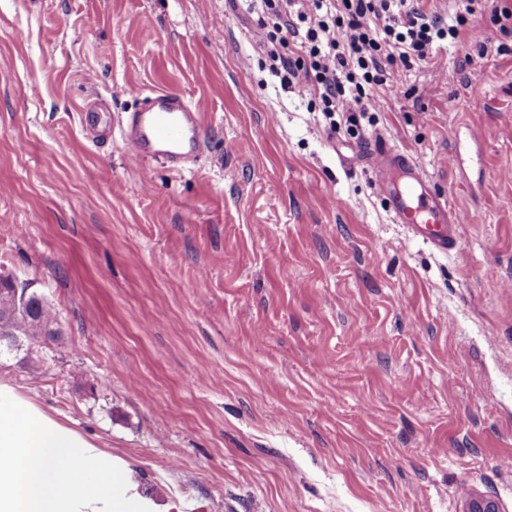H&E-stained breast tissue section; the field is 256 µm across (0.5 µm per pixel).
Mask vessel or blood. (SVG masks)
I'll return each instance as SVG.
<instances>
[{
    "instance_id": "obj_1",
    "label": "vessel or blood",
    "mask_w": 512,
    "mask_h": 512,
    "mask_svg": "<svg viewBox=\"0 0 512 512\" xmlns=\"http://www.w3.org/2000/svg\"><path fill=\"white\" fill-rule=\"evenodd\" d=\"M100 101L95 78H88L80 123L93 139L113 132L112 115L101 110ZM202 110V103H190L164 91L142 96L140 108L128 116L120 129L128 159L140 163L155 158L172 169L182 170L201 150ZM369 160L381 179L394 222L406 225L413 237L437 250L453 249L464 219L446 197L430 190L423 171L412 158L381 145L371 151Z\"/></svg>"
}]
</instances>
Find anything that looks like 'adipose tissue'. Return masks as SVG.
Here are the masks:
<instances>
[{
    "mask_svg": "<svg viewBox=\"0 0 512 512\" xmlns=\"http://www.w3.org/2000/svg\"><path fill=\"white\" fill-rule=\"evenodd\" d=\"M0 512H155L111 454L0 381Z\"/></svg>",
    "mask_w": 512,
    "mask_h": 512,
    "instance_id": "ef3b65f1",
    "label": "adipose tissue"
}]
</instances>
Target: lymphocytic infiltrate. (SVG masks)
<instances>
[{
    "instance_id": "obj_1",
    "label": "lymphocytic infiltrate",
    "mask_w": 512,
    "mask_h": 512,
    "mask_svg": "<svg viewBox=\"0 0 512 512\" xmlns=\"http://www.w3.org/2000/svg\"><path fill=\"white\" fill-rule=\"evenodd\" d=\"M271 69L298 95L317 92L322 112L378 111L371 90L456 42L466 20L425 11L420 0H260ZM294 44L298 57L284 54Z\"/></svg>"
}]
</instances>
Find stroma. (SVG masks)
<instances>
[{
  "label": "stroma",
  "mask_w": 512,
  "mask_h": 512,
  "mask_svg": "<svg viewBox=\"0 0 512 512\" xmlns=\"http://www.w3.org/2000/svg\"><path fill=\"white\" fill-rule=\"evenodd\" d=\"M493 8L374 88L355 137L271 75L252 0H0V274L62 330L0 356V380L184 512H512V26ZM90 74L118 119L132 85L203 102L192 167L88 139ZM377 140L464 214L454 249L393 221Z\"/></svg>",
  "instance_id": "35a3bbf8"
}]
</instances>
